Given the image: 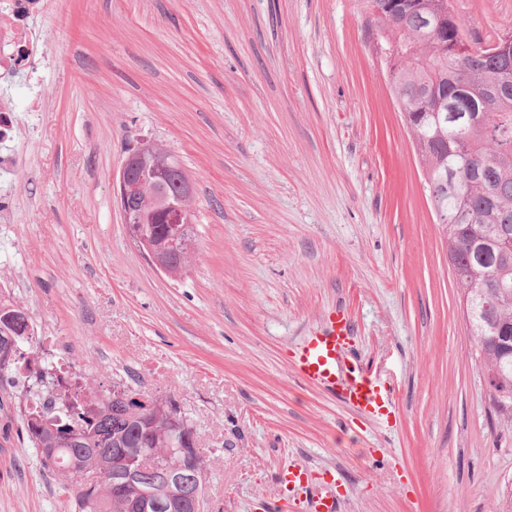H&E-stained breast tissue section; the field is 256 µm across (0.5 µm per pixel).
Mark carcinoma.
I'll use <instances>...</instances> for the list:
<instances>
[{
	"mask_svg": "<svg viewBox=\"0 0 512 512\" xmlns=\"http://www.w3.org/2000/svg\"><path fill=\"white\" fill-rule=\"evenodd\" d=\"M378 21L380 52L392 48L401 65L393 94L436 206L470 335L479 358L495 362L502 394L491 395L498 416L512 421V354L491 340L494 324L512 329V95L497 93L507 62L491 42H470L452 0H362ZM445 97L448 111H431L428 99ZM175 183L152 188L137 202L157 208L176 194ZM507 285L502 303L487 313L482 293L493 281ZM32 320L18 305L0 308V372L19 359ZM35 384L20 410L28 441L44 470L55 476L74 512H170L172 492L183 512L205 503L204 460L177 470L181 449L195 444L186 414L172 399L144 396L126 383L93 389L49 371L43 358L27 366ZM54 395L59 412L37 400Z\"/></svg>",
	"mask_w": 512,
	"mask_h": 512,
	"instance_id": "obj_1",
	"label": "carcinoma"
}]
</instances>
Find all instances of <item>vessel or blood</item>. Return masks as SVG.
Instances as JSON below:
<instances>
[{"label":"vessel or blood","instance_id":"b4317fda","mask_svg":"<svg viewBox=\"0 0 512 512\" xmlns=\"http://www.w3.org/2000/svg\"><path fill=\"white\" fill-rule=\"evenodd\" d=\"M348 339L343 318L328 316L325 326L309 336L296 350L294 366L301 378L336 392L359 411L381 415L386 406L383 387L364 368H343L340 354ZM280 483L294 491L292 499L283 501L287 512H338L336 491L332 487H311L306 472L300 468L284 470Z\"/></svg>","mask_w":512,"mask_h":512}]
</instances>
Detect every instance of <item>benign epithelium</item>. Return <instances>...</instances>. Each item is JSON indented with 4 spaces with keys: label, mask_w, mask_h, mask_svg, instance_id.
Here are the masks:
<instances>
[{
    "label": "benign epithelium",
    "mask_w": 512,
    "mask_h": 512,
    "mask_svg": "<svg viewBox=\"0 0 512 512\" xmlns=\"http://www.w3.org/2000/svg\"><path fill=\"white\" fill-rule=\"evenodd\" d=\"M172 153L141 146L129 153L123 160L113 180L114 195L120 208L123 224L129 236L135 241L153 267L172 277L183 274L180 265L172 256L187 244L188 229L193 220L185 207L166 208L160 215L162 222L171 227L166 240L156 244L141 235L138 224L141 221L139 210L134 202L139 200L147 183L166 185L177 171L171 161Z\"/></svg>",
    "instance_id": "obj_1"
}]
</instances>
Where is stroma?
I'll use <instances>...</instances> for the list:
<instances>
[{
    "label": "stroma",
    "mask_w": 512,
    "mask_h": 512,
    "mask_svg": "<svg viewBox=\"0 0 512 512\" xmlns=\"http://www.w3.org/2000/svg\"><path fill=\"white\" fill-rule=\"evenodd\" d=\"M473 39L512 0H453ZM0 142V297L59 337L92 383L188 414L207 512H278L307 469L341 512H498L512 423L496 417L412 137L362 0H52ZM169 148L196 197L198 254L174 280L128 236L112 182L128 146ZM345 362L389 419L301 380L293 355L331 312ZM0 409V512H71Z\"/></svg>",
    "instance_id": "1"
}]
</instances>
